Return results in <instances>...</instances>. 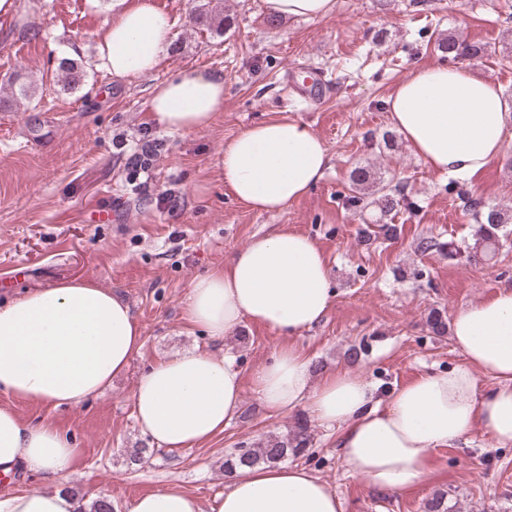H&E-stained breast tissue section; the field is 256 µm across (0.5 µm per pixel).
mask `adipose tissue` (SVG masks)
<instances>
[{
	"instance_id": "adipose-tissue-1",
	"label": "adipose tissue",
	"mask_w": 512,
	"mask_h": 512,
	"mask_svg": "<svg viewBox=\"0 0 512 512\" xmlns=\"http://www.w3.org/2000/svg\"><path fill=\"white\" fill-rule=\"evenodd\" d=\"M172 24L153 0H133L112 16L99 47L116 77L153 73L170 43ZM224 101V76L194 68L154 85L146 101L164 128L208 127ZM392 126L429 170L452 178L478 175L502 150L512 102L499 85L466 68L419 66L386 101ZM224 186L246 206L274 212L307 194L329 167L328 151L306 124H255L224 146ZM335 297L328 260L314 240L282 230L254 237L223 267L190 283L185 319L220 341L244 321L282 335L319 322ZM462 365L432 370L380 399L365 379L339 371L312 384L298 349L279 348L252 374V388L274 412L305 408L336 431L347 470L368 484L402 491L424 476L439 448L465 442L481 425L493 444L512 446V287L462 308L451 324ZM144 345L142 326L120 295L86 279L25 289L0 304V392L56 407L82 404L125 373ZM494 386L478 389L479 374ZM242 372L234 358L186 350L149 366L132 394L141 433L159 448H190L223 433L241 403ZM77 457L56 425L23 423L0 406V473L26 469L39 491L0 494V512H79L63 480ZM224 493L202 504L178 489L133 499L126 512H343L328 484L306 467H238Z\"/></svg>"
}]
</instances>
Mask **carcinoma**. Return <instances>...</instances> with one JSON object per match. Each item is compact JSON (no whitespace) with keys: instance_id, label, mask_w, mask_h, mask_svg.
<instances>
[{"instance_id":"carcinoma-1","label":"carcinoma","mask_w":512,"mask_h":512,"mask_svg":"<svg viewBox=\"0 0 512 512\" xmlns=\"http://www.w3.org/2000/svg\"><path fill=\"white\" fill-rule=\"evenodd\" d=\"M195 23L220 34L224 29V18L209 8V3L198 5L195 12ZM442 52L455 59H473L482 55L483 48L477 44L466 43L454 36L444 38L438 44ZM59 69L64 74L63 87L72 89L78 85L83 77V69L74 60L63 58L59 62ZM351 195L348 202L356 206L364 201V197L357 190L377 185L373 193L379 197L373 200L380 211L387 214L400 205L405 197L404 190L399 186H390L385 183L371 181V172L358 168L351 175ZM512 220V214L496 206L483 207L476 211L475 221L479 224L478 238L473 246L471 260L482 262L489 259L493 253V246L499 238L502 225ZM416 249L421 252L437 250L450 257L461 254L460 247L448 242H442L435 237H423L417 243ZM312 436L307 421L299 419L295 425L282 435L270 434L244 448L237 449L224 460V472L229 473L237 466L275 465L288 459V456H298L310 447Z\"/></svg>"}]
</instances>
